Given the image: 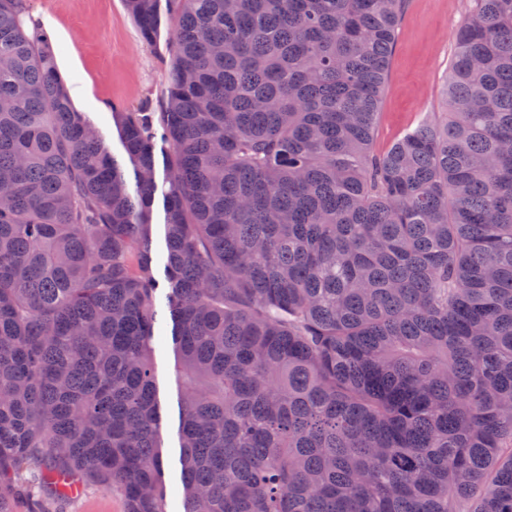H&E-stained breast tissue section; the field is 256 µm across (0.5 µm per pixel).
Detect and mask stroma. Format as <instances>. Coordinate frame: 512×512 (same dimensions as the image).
I'll list each match as a JSON object with an SVG mask.
<instances>
[{
  "label": "stroma",
  "mask_w": 512,
  "mask_h": 512,
  "mask_svg": "<svg viewBox=\"0 0 512 512\" xmlns=\"http://www.w3.org/2000/svg\"><path fill=\"white\" fill-rule=\"evenodd\" d=\"M470 0H404L388 77L378 107L373 148L386 151L424 120H437L447 105L446 76L454 55V32L467 17ZM30 18L51 37L59 71L76 111L99 130L128 181L136 174L127 162L113 109L137 111L149 103L164 108L172 62L168 0H161L156 37L145 41L123 0H28ZM165 201L155 195L150 212L149 253L158 282H165ZM173 322L164 297L156 299L153 368L159 405L161 495L165 512H184L180 463V410L183 387L172 340ZM63 512H126L119 491L92 482L79 485Z\"/></svg>",
  "instance_id": "1"
}]
</instances>
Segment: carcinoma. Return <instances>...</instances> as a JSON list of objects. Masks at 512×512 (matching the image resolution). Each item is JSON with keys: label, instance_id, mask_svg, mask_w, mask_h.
<instances>
[{"label": "carcinoma", "instance_id": "cac0c4a2", "mask_svg": "<svg viewBox=\"0 0 512 512\" xmlns=\"http://www.w3.org/2000/svg\"><path fill=\"white\" fill-rule=\"evenodd\" d=\"M169 2L164 111L112 113L131 185L0 0V512H54L23 468L164 512L159 140L185 512H512V0L381 155L403 0Z\"/></svg>", "mask_w": 512, "mask_h": 512}]
</instances>
